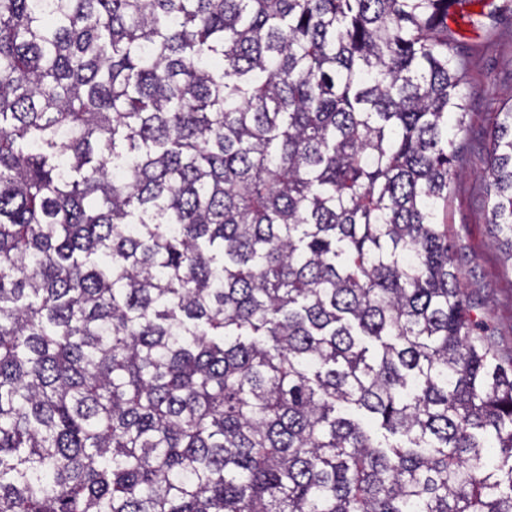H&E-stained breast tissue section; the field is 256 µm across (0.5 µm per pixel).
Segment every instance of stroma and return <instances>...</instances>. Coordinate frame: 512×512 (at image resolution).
Returning a JSON list of instances; mask_svg holds the SVG:
<instances>
[{
    "label": "stroma",
    "instance_id": "35a3bbf8",
    "mask_svg": "<svg viewBox=\"0 0 512 512\" xmlns=\"http://www.w3.org/2000/svg\"><path fill=\"white\" fill-rule=\"evenodd\" d=\"M469 57V138L443 220L453 244V266L460 284L494 330L503 352L512 351V277L504 272V254L487 222L484 203L486 133L495 114L512 97V11L486 19L483 30L464 29Z\"/></svg>",
    "mask_w": 512,
    "mask_h": 512
}]
</instances>
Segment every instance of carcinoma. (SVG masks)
Wrapping results in <instances>:
<instances>
[{"label":"carcinoma","mask_w":512,"mask_h":512,"mask_svg":"<svg viewBox=\"0 0 512 512\" xmlns=\"http://www.w3.org/2000/svg\"><path fill=\"white\" fill-rule=\"evenodd\" d=\"M502 10L0 0V512H512L442 222Z\"/></svg>","instance_id":"cac0c4a2"}]
</instances>
